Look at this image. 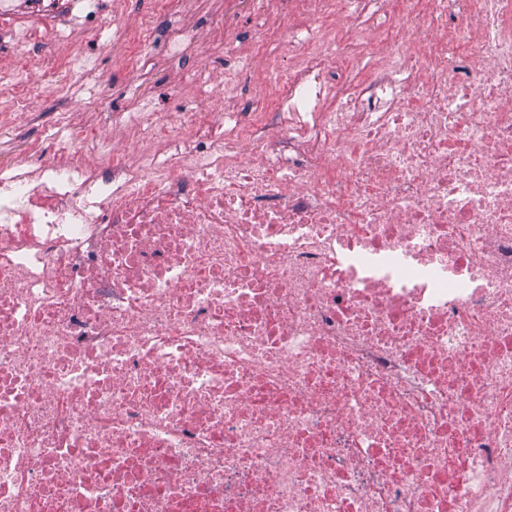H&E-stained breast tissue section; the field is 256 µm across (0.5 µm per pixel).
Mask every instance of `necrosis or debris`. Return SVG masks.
I'll return each mask as SVG.
<instances>
[{
  "label": "necrosis or debris",
  "mask_w": 512,
  "mask_h": 512,
  "mask_svg": "<svg viewBox=\"0 0 512 512\" xmlns=\"http://www.w3.org/2000/svg\"><path fill=\"white\" fill-rule=\"evenodd\" d=\"M98 4L0 32L89 76ZM263 5L290 61L230 38L176 122L108 113L135 165L62 112L0 166V512H512V0ZM72 89L1 74L0 128Z\"/></svg>",
  "instance_id": "4bbe7bcc"
}]
</instances>
